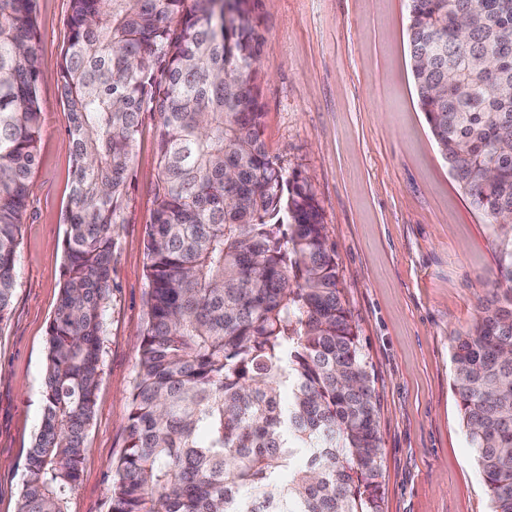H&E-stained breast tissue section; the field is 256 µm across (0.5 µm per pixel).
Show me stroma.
Here are the masks:
<instances>
[{"label":"stroma","instance_id":"1","mask_svg":"<svg viewBox=\"0 0 512 512\" xmlns=\"http://www.w3.org/2000/svg\"><path fill=\"white\" fill-rule=\"evenodd\" d=\"M70 0H37L44 106L17 285L0 325V512H18L38 432L46 336L64 279L72 173L59 65ZM409 0H259L263 139L309 177L336 246L340 283L368 361L383 448V512H489L452 388L451 345L498 287L497 241L451 176L417 106ZM145 119L114 235L112 300L87 451L68 512H109L128 393L146 319L147 251L158 176Z\"/></svg>","mask_w":512,"mask_h":512}]
</instances>
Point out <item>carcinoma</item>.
<instances>
[{
  "mask_svg": "<svg viewBox=\"0 0 512 512\" xmlns=\"http://www.w3.org/2000/svg\"><path fill=\"white\" fill-rule=\"evenodd\" d=\"M256 0H70L64 281L19 512H68L102 375L114 232L143 119L159 176L111 512H382L377 394L322 210L266 149ZM36 0H0V324L41 138ZM417 104L500 233L505 287L453 337L490 512H512V0H410Z\"/></svg>",
  "mask_w": 512,
  "mask_h": 512,
  "instance_id": "carcinoma-1",
  "label": "carcinoma"
}]
</instances>
